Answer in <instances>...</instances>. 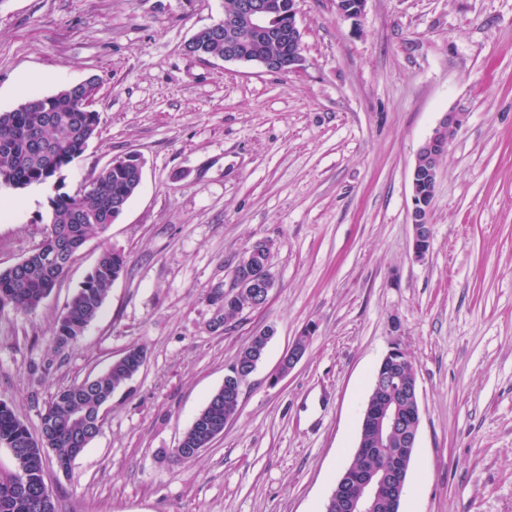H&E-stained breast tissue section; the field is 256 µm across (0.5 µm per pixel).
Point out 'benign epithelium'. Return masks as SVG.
<instances>
[{
    "instance_id": "7a95c632",
    "label": "benign epithelium",
    "mask_w": 512,
    "mask_h": 512,
    "mask_svg": "<svg viewBox=\"0 0 512 512\" xmlns=\"http://www.w3.org/2000/svg\"><path fill=\"white\" fill-rule=\"evenodd\" d=\"M366 2L367 0H352L350 3L347 0H332V5L337 15L356 20L362 16ZM274 11L272 0H241L237 13L240 35L251 38L266 34L270 29ZM461 123L462 116L456 112L444 115L420 148L412 170L413 252L419 261L424 260L429 252L432 237L422 190L428 179L437 177V167L432 165V158L448 150L449 138L445 136V132ZM274 285L271 263L266 259L265 251L262 247L253 245L235 265L230 289L224 291V295L231 299L241 292L249 293L254 299L247 309L257 310L265 306ZM303 355L304 351L290 347L280 360L275 380L286 376ZM374 384L373 393L362 411L361 422L372 421L376 441L381 448L388 445L394 433L406 427L409 431L407 443L410 448H415L420 421L408 424L400 415V401L406 397L417 400V368L410 353L398 345L391 347L374 373ZM406 463L407 452L400 450L393 455L388 472L371 477L356 472L363 492L347 502L346 508L349 512H374L377 502L385 495L390 496L393 502H399L406 481Z\"/></svg>"
}]
</instances>
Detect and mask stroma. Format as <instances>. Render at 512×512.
<instances>
[{
	"mask_svg": "<svg viewBox=\"0 0 512 512\" xmlns=\"http://www.w3.org/2000/svg\"><path fill=\"white\" fill-rule=\"evenodd\" d=\"M224 0H0V112L96 79L99 132L63 171L83 190L112 158L141 184L32 313L0 310V400L31 432L60 388L126 349L141 370L61 471L56 512H324L392 344L418 370L420 425L400 512H512V0H367L358 20L300 0L304 63L279 74L185 46ZM433 238L413 252L411 173L443 114ZM51 186H0V269L49 226ZM271 243L267 304L216 329V287ZM124 251L82 338L52 330L104 248ZM274 334L236 417L189 462L183 433L240 348ZM309 346L284 378L281 357Z\"/></svg>",
	"mask_w": 512,
	"mask_h": 512,
	"instance_id": "obj_1",
	"label": "stroma"
}]
</instances>
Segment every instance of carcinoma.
Segmentation results:
<instances>
[{
  "label": "carcinoma",
  "instance_id": "1",
  "mask_svg": "<svg viewBox=\"0 0 512 512\" xmlns=\"http://www.w3.org/2000/svg\"><path fill=\"white\" fill-rule=\"evenodd\" d=\"M227 40L220 36L195 37L192 52L222 58ZM245 51L269 58L286 57L294 52L288 33L261 40L235 39ZM95 80L65 87L45 97L26 96L27 107L0 113V186L25 189L49 184L80 157L97 134L99 113L90 112L85 102L93 100ZM140 171L128 163L104 167L89 188L81 194L56 192L49 200L50 228L38 244L58 256L53 266L45 265L32 253L20 266L0 270V309L19 314L34 312L66 274L76 252L93 237H102L119 217L118 207L127 206L139 187ZM127 255L116 249L101 252L78 292L71 298L52 334L57 350L76 342L99 313L113 282L125 270ZM246 298L237 295L224 304V324L228 325L245 309ZM255 361L252 350L244 346L237 363L239 380L251 374ZM140 364L131 356L119 357L110 368L93 378L57 390L41 414L39 434H33L7 403H0V443H11L23 452L26 485L0 480V512H55L53 500L44 497L46 484L45 449H50L59 468H69L75 458L94 439L101 408ZM239 398L222 388L216 391L199 413L200 420L183 434L173 456L189 461L198 456L194 449L208 444L224 432L226 418L238 413ZM384 453H365L357 449L355 467L381 468Z\"/></svg>",
  "mask_w": 512,
  "mask_h": 512
}]
</instances>
